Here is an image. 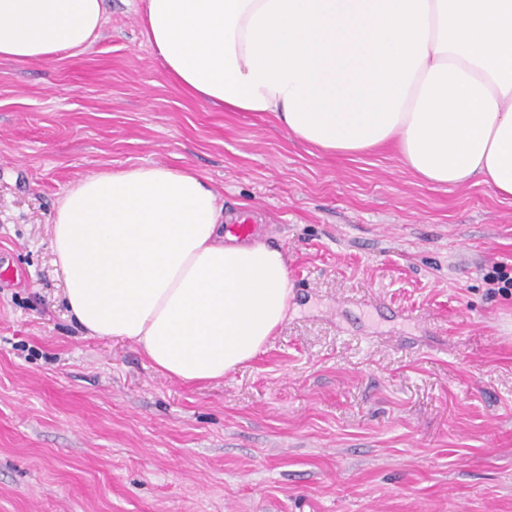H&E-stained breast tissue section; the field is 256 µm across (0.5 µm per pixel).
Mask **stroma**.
<instances>
[{"label": "stroma", "mask_w": 512, "mask_h": 512, "mask_svg": "<svg viewBox=\"0 0 512 512\" xmlns=\"http://www.w3.org/2000/svg\"><path fill=\"white\" fill-rule=\"evenodd\" d=\"M141 0L73 55L0 60V512H512V199L394 151L325 156L183 94ZM190 167L284 252L288 318L184 384L69 318L48 224L66 188Z\"/></svg>", "instance_id": "obj_1"}]
</instances>
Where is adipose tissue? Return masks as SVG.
Masks as SVG:
<instances>
[{"label": "adipose tissue", "instance_id": "ef3b65f1", "mask_svg": "<svg viewBox=\"0 0 512 512\" xmlns=\"http://www.w3.org/2000/svg\"><path fill=\"white\" fill-rule=\"evenodd\" d=\"M169 78L261 112L324 154L394 146L433 186L512 198V0H144ZM103 0H0V59L49 61L97 36ZM194 169L101 170L50 220L68 315L194 384L254 359L288 317L282 250L224 235Z\"/></svg>", "mask_w": 512, "mask_h": 512}]
</instances>
